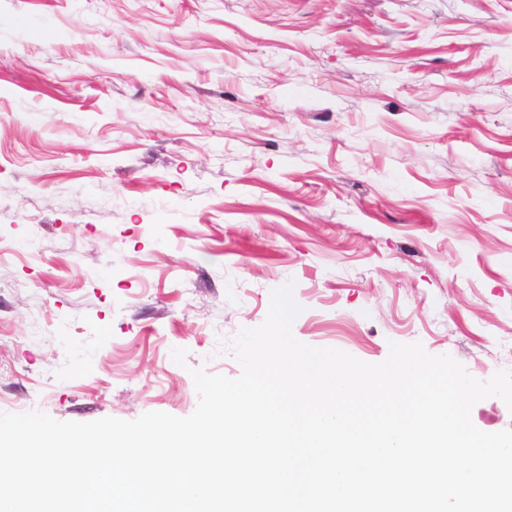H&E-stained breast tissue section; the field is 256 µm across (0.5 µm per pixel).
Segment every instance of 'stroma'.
Here are the masks:
<instances>
[{
	"instance_id": "obj_1",
	"label": "stroma",
	"mask_w": 512,
	"mask_h": 512,
	"mask_svg": "<svg viewBox=\"0 0 512 512\" xmlns=\"http://www.w3.org/2000/svg\"><path fill=\"white\" fill-rule=\"evenodd\" d=\"M0 200V413L189 416L285 286L306 345L489 380L512 0H0Z\"/></svg>"
}]
</instances>
